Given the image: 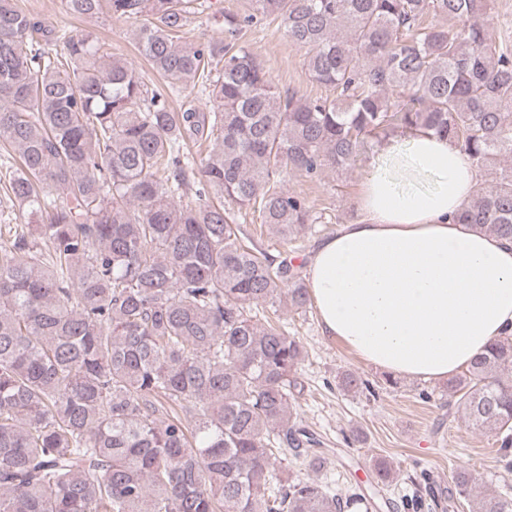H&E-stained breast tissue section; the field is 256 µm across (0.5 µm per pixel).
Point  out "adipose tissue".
Listing matches in <instances>:
<instances>
[{"instance_id": "1", "label": "adipose tissue", "mask_w": 512, "mask_h": 512, "mask_svg": "<svg viewBox=\"0 0 512 512\" xmlns=\"http://www.w3.org/2000/svg\"><path fill=\"white\" fill-rule=\"evenodd\" d=\"M476 184L447 138H384L358 188L360 219L308 264L324 334L374 368L426 381L512 335V242L455 220Z\"/></svg>"}]
</instances>
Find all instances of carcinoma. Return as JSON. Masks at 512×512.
I'll return each mask as SVG.
<instances>
[{"label":"carcinoma","mask_w":512,"mask_h":512,"mask_svg":"<svg viewBox=\"0 0 512 512\" xmlns=\"http://www.w3.org/2000/svg\"><path fill=\"white\" fill-rule=\"evenodd\" d=\"M224 41L181 33L209 0H65L136 24L162 80L79 30L0 0V171L18 206L0 232V512H350L364 490L292 478L329 458L302 424L306 351L264 313L310 305L304 264L243 236L251 210L282 241L315 222L281 175L349 165L395 129L452 140L487 180L456 220L512 239V50L479 22L490 0H253ZM456 19L448 28L428 16ZM278 23L332 98L282 95L242 29ZM208 99L204 110L199 98ZM180 99L179 108L172 107ZM213 145L204 156L192 145ZM345 393H376L351 370ZM512 472V335L448 382ZM470 512L512 492L452 478Z\"/></svg>","instance_id":"obj_1"}]
</instances>
